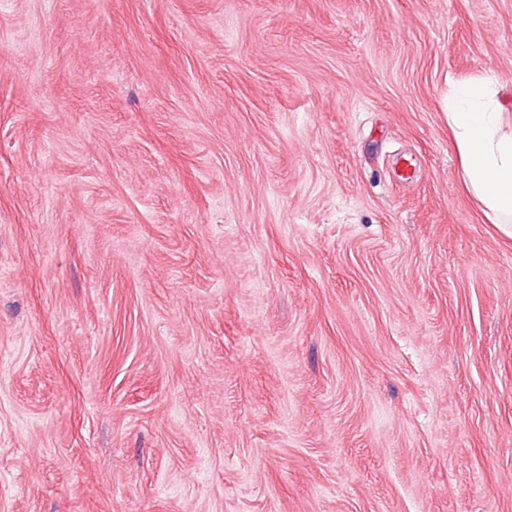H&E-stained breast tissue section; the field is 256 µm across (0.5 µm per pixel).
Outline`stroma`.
Wrapping results in <instances>:
<instances>
[{"label": "stroma", "instance_id": "1", "mask_svg": "<svg viewBox=\"0 0 512 512\" xmlns=\"http://www.w3.org/2000/svg\"><path fill=\"white\" fill-rule=\"evenodd\" d=\"M484 76L512 0H0V512H512ZM501 92L490 78L454 86L448 126L464 187L482 205L485 218L512 236V131L502 127Z\"/></svg>", "mask_w": 512, "mask_h": 512}]
</instances>
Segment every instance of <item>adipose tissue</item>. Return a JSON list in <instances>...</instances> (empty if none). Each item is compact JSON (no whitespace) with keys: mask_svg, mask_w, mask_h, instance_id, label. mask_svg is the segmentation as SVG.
<instances>
[{"mask_svg":"<svg viewBox=\"0 0 512 512\" xmlns=\"http://www.w3.org/2000/svg\"><path fill=\"white\" fill-rule=\"evenodd\" d=\"M501 92L488 78L453 88L448 125L466 190L485 218L512 236V131L502 127Z\"/></svg>","mask_w":512,"mask_h":512,"instance_id":"adipose-tissue-1","label":"adipose tissue"}]
</instances>
